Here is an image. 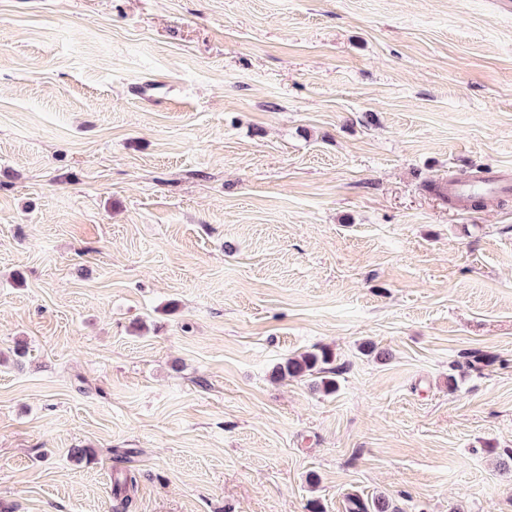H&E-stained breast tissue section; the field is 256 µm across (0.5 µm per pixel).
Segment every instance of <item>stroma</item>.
<instances>
[{"mask_svg": "<svg viewBox=\"0 0 512 512\" xmlns=\"http://www.w3.org/2000/svg\"><path fill=\"white\" fill-rule=\"evenodd\" d=\"M476 168L498 0H0V512H512V192L431 189ZM331 354L321 349L318 352H305L298 356L287 358L284 363L276 367L275 373L279 378L297 377L323 373H332L336 370L326 368L325 365L330 364Z\"/></svg>", "mask_w": 512, "mask_h": 512, "instance_id": "35a3bbf8", "label": "stroma"}]
</instances>
